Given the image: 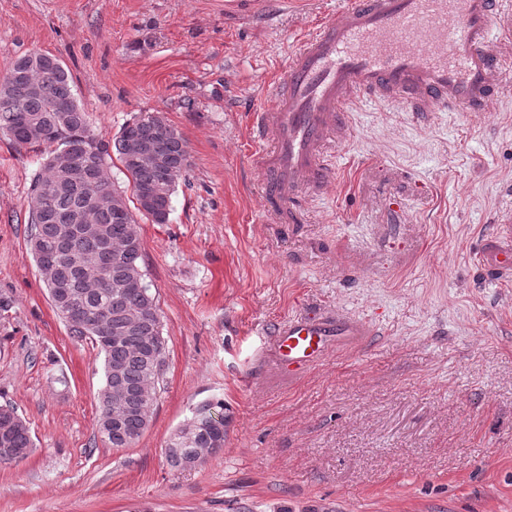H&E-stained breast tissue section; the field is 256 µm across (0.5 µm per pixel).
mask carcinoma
I'll return each mask as SVG.
<instances>
[{"label": "carcinoma", "instance_id": "cac0c4a2", "mask_svg": "<svg viewBox=\"0 0 512 512\" xmlns=\"http://www.w3.org/2000/svg\"><path fill=\"white\" fill-rule=\"evenodd\" d=\"M29 56L12 69L21 80L0 79V133L18 147L45 150L43 172L28 197L30 245L39 274L70 335L89 338L104 355V384L98 395L96 433L109 448H131L148 429L158 388L167 369L162 316L142 267L143 244L135 215L154 224L169 221L171 197L191 166L188 143L160 111L123 127L114 142L100 139L90 152L87 114L59 60L28 67ZM117 154L132 198L114 188L108 170ZM80 159L75 179L63 177L62 155ZM111 201L101 204L96 196ZM223 403L206 402L171 436L166 460L175 468L196 466V450L224 447L225 422L214 414ZM0 465L31 453L28 423L10 405H0Z\"/></svg>", "mask_w": 512, "mask_h": 512}]
</instances>
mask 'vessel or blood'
<instances>
[{
    "mask_svg": "<svg viewBox=\"0 0 512 512\" xmlns=\"http://www.w3.org/2000/svg\"><path fill=\"white\" fill-rule=\"evenodd\" d=\"M502 0H357L293 55L272 108L254 114L256 163L265 203L286 209L300 189L330 175L325 147L346 130L356 100H399L417 112H485L503 77L493 20ZM480 268L512 277V225H498L479 251ZM365 322L317 315L290 318L273 333L276 364L317 365L333 342L368 335Z\"/></svg>",
    "mask_w": 512,
    "mask_h": 512,
    "instance_id": "vessel-or-blood-1",
    "label": "vessel or blood"
}]
</instances>
